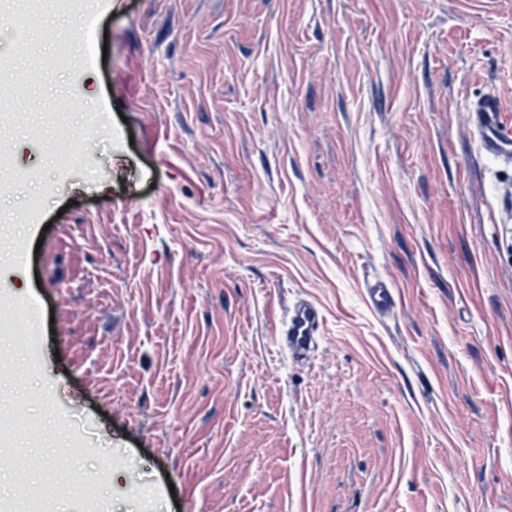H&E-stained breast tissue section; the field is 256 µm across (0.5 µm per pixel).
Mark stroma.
Listing matches in <instances>:
<instances>
[{
    "mask_svg": "<svg viewBox=\"0 0 512 512\" xmlns=\"http://www.w3.org/2000/svg\"><path fill=\"white\" fill-rule=\"evenodd\" d=\"M19 10L0 502L512 512V158L468 121L496 94L512 139V0H44L21 36ZM368 297L371 305L379 312H387L394 306L391 288L385 280H376L369 288ZM321 322V314L315 304L299 301L288 310V319L279 341L293 356L304 357L318 346Z\"/></svg>",
    "mask_w": 512,
    "mask_h": 512,
    "instance_id": "obj_1",
    "label": "stroma"
}]
</instances>
